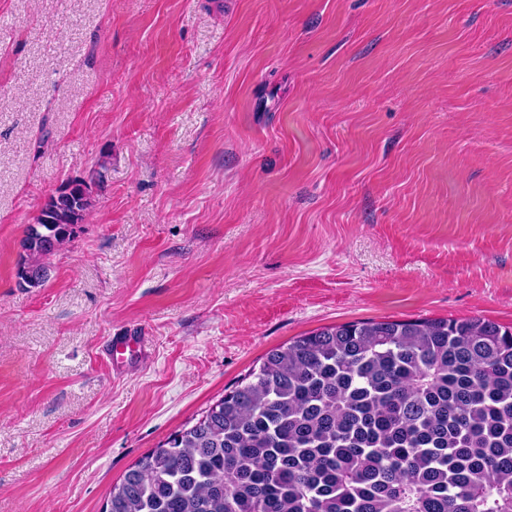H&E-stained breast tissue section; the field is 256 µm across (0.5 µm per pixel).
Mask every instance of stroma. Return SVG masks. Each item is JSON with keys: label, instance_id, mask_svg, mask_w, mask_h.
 Segmentation results:
<instances>
[{"label": "stroma", "instance_id": "1", "mask_svg": "<svg viewBox=\"0 0 512 512\" xmlns=\"http://www.w3.org/2000/svg\"><path fill=\"white\" fill-rule=\"evenodd\" d=\"M419 317L512 326V0H0V512H103L270 350ZM94 206L90 185L84 178L68 179L39 209L23 241L26 258L17 276L29 288L44 285L49 276L48 259L70 241L73 228ZM105 348L112 362V367H118L125 363L127 353L130 356L142 355L145 348V336L130 331L123 336L111 337L105 344Z\"/></svg>", "mask_w": 512, "mask_h": 512}]
</instances>
